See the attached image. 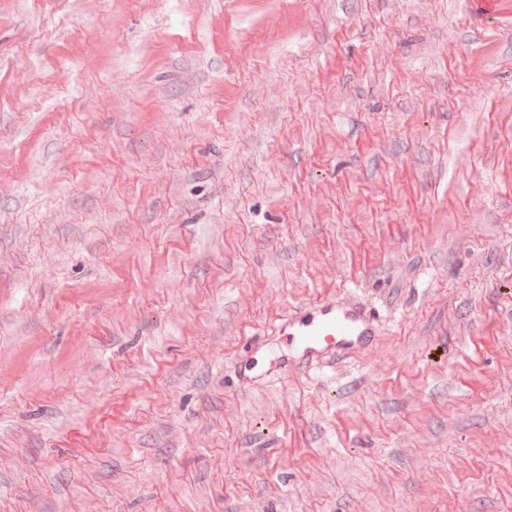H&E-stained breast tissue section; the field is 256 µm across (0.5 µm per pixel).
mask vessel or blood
Returning <instances> with one entry per match:
<instances>
[{
    "label": "vessel or blood",
    "mask_w": 512,
    "mask_h": 512,
    "mask_svg": "<svg viewBox=\"0 0 512 512\" xmlns=\"http://www.w3.org/2000/svg\"><path fill=\"white\" fill-rule=\"evenodd\" d=\"M296 362L312 364L333 354H348L370 345L376 335L370 312L356 304L324 302L294 311L277 326Z\"/></svg>",
    "instance_id": "vessel-or-blood-1"
}]
</instances>
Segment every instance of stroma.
Here are the masks:
<instances>
[{
	"mask_svg": "<svg viewBox=\"0 0 512 512\" xmlns=\"http://www.w3.org/2000/svg\"><path fill=\"white\" fill-rule=\"evenodd\" d=\"M0 512H512V0H0ZM277 330L289 341L293 354L289 360L303 364L363 349L377 335L374 318L366 308L339 302L302 307L281 319Z\"/></svg>",
	"mask_w": 512,
	"mask_h": 512,
	"instance_id": "1",
	"label": "stroma"
}]
</instances>
